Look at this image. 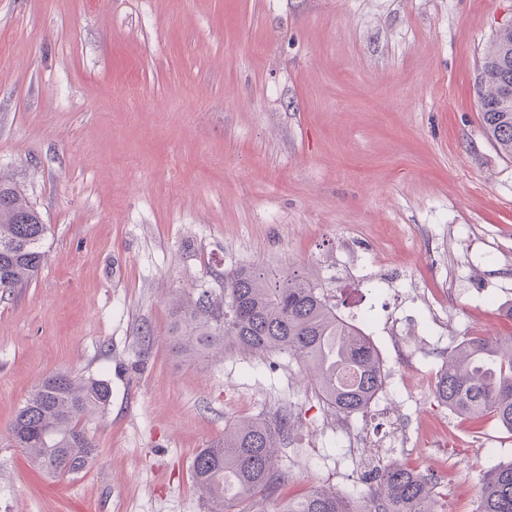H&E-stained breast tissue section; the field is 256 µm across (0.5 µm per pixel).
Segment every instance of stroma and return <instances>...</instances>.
Instances as JSON below:
<instances>
[{
    "label": "stroma",
    "instance_id": "stroma-1",
    "mask_svg": "<svg viewBox=\"0 0 512 512\" xmlns=\"http://www.w3.org/2000/svg\"><path fill=\"white\" fill-rule=\"evenodd\" d=\"M512 0H0V181L48 231L36 280L0 297V512H207L195 456L243 417H289L288 483L368 500V474L445 466L436 512H474L512 433L438 405L444 352L416 292L452 289V344L512 329V158L477 78ZM362 246L374 287L336 275ZM305 267L346 316L413 332L387 411L352 440L285 354L172 350V306L224 276ZM108 381L81 473L51 478L5 427L46 375ZM402 447L382 455L392 429Z\"/></svg>",
    "mask_w": 512,
    "mask_h": 512
}]
</instances>
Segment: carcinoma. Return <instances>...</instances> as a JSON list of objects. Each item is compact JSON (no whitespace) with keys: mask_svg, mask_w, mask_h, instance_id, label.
I'll return each mask as SVG.
<instances>
[{"mask_svg":"<svg viewBox=\"0 0 512 512\" xmlns=\"http://www.w3.org/2000/svg\"><path fill=\"white\" fill-rule=\"evenodd\" d=\"M512 29H502L484 58L478 96L486 134L512 158ZM47 232L40 213L15 188L0 183V293L34 280L44 264ZM174 349L210 356L229 350L255 355L287 354L304 365L324 402L343 414L367 410L382 385L380 362L361 334L336 315L319 284L299 268L242 266L224 275V307L206 296L176 305ZM436 402L460 417L490 415L512 432V332L462 340L439 371ZM111 387L103 379L68 372L44 377L9 422L10 446L28 454L42 472L78 474L92 465L97 448L84 428L104 412ZM288 419L272 424L240 419L224 439L194 458L192 478L209 512H252L257 500L277 492L288 476L277 448ZM373 512H434L438 482L417 468L390 463L372 476ZM279 512H359L354 502L320 486L282 503ZM476 512H512V462L486 473Z\"/></svg>","mask_w":512,"mask_h":512,"instance_id":"obj_1","label":"carcinoma"}]
</instances>
